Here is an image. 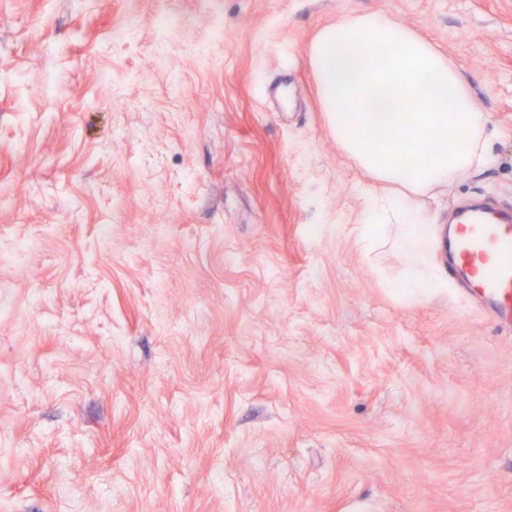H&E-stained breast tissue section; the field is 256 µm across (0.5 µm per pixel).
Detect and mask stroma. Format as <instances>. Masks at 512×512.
Wrapping results in <instances>:
<instances>
[{"label":"stroma","instance_id":"35a3bbf8","mask_svg":"<svg viewBox=\"0 0 512 512\" xmlns=\"http://www.w3.org/2000/svg\"><path fill=\"white\" fill-rule=\"evenodd\" d=\"M370 12L495 132L440 226L512 206V0H0V512H512V337L356 242L308 48Z\"/></svg>","mask_w":512,"mask_h":512}]
</instances>
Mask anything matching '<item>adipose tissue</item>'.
<instances>
[{
    "instance_id": "obj_1",
    "label": "adipose tissue",
    "mask_w": 512,
    "mask_h": 512,
    "mask_svg": "<svg viewBox=\"0 0 512 512\" xmlns=\"http://www.w3.org/2000/svg\"><path fill=\"white\" fill-rule=\"evenodd\" d=\"M308 60L338 150L372 181L356 230L361 249L396 250L407 302L447 294L425 199L490 163L487 113L442 52L383 13L321 28Z\"/></svg>"
}]
</instances>
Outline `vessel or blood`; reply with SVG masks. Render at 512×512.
<instances>
[{"label": "vessel or blood", "instance_id": "obj_1", "mask_svg": "<svg viewBox=\"0 0 512 512\" xmlns=\"http://www.w3.org/2000/svg\"><path fill=\"white\" fill-rule=\"evenodd\" d=\"M451 270L483 315L512 334V214L483 206L463 209L443 242Z\"/></svg>", "mask_w": 512, "mask_h": 512}]
</instances>
